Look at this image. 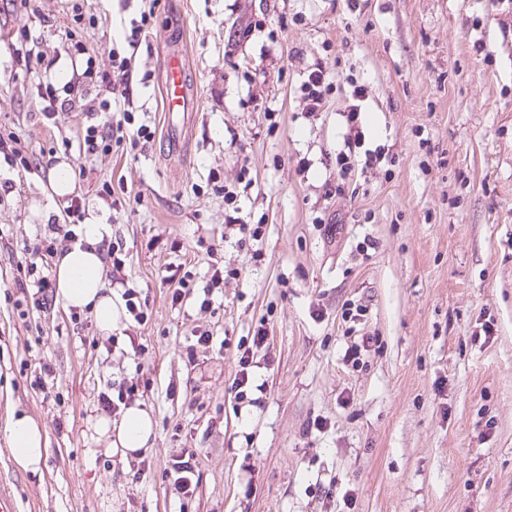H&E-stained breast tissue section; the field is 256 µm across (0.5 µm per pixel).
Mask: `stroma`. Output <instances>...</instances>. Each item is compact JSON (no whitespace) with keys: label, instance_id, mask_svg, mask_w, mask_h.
<instances>
[{"label":"stroma","instance_id":"35a3bbf8","mask_svg":"<svg viewBox=\"0 0 512 512\" xmlns=\"http://www.w3.org/2000/svg\"><path fill=\"white\" fill-rule=\"evenodd\" d=\"M36 3L27 15L0 0V132L35 151L76 135L68 115L45 129L37 96L73 79L66 35L107 71L123 22L153 12L124 107L154 138L67 158L150 320L142 349L109 355L90 313L17 317L16 265L61 221L64 199L0 157V180L14 183L0 202V496L13 512H512V0H361L355 12L346 0H84L78 22L72 0ZM177 15L199 105L173 156L162 77ZM245 16L255 27L244 37ZM25 35L39 62L22 70L11 52ZM315 68L332 90L312 112L302 86ZM358 85L364 146L381 160L343 179L336 156ZM231 214L259 238L226 228ZM179 266L200 286L224 269L208 310L172 307ZM353 303L365 311L345 320ZM262 326L270 346L257 349ZM199 328L215 345L192 365ZM43 361L46 395L33 386ZM137 379L151 382L155 422L139 478L96 431L93 390ZM15 412L47 439L38 472L4 452ZM184 448L199 476L182 501L164 468Z\"/></svg>","mask_w":512,"mask_h":512}]
</instances>
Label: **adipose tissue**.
<instances>
[{
  "label": "adipose tissue",
  "mask_w": 512,
  "mask_h": 512,
  "mask_svg": "<svg viewBox=\"0 0 512 512\" xmlns=\"http://www.w3.org/2000/svg\"><path fill=\"white\" fill-rule=\"evenodd\" d=\"M107 227L97 222L80 224V241L58 255L53 263L56 292L63 306L90 309L98 329L111 333L119 319V311L104 287V260L98 249ZM100 433H115V444L122 454L145 448L154 435V422L144 409L128 408L119 424L99 419ZM8 437L15 462L23 469L38 471L45 460L46 438L36 422L28 415H11Z\"/></svg>",
  "instance_id": "ef3b65f1"
}]
</instances>
